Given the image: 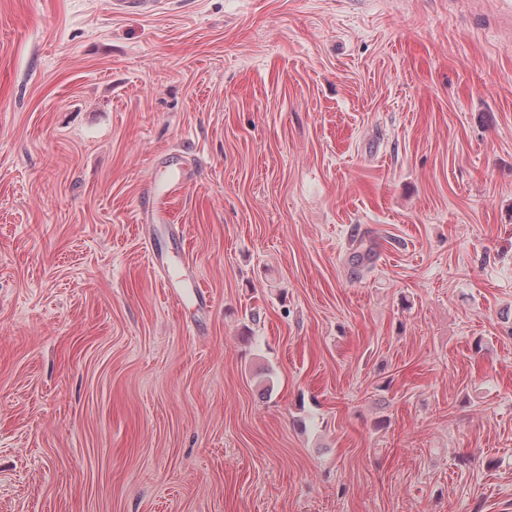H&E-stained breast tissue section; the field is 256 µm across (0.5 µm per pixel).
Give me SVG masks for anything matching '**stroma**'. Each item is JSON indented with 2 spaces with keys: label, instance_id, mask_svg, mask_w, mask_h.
<instances>
[{
  "label": "stroma",
  "instance_id": "1",
  "mask_svg": "<svg viewBox=\"0 0 512 512\" xmlns=\"http://www.w3.org/2000/svg\"><path fill=\"white\" fill-rule=\"evenodd\" d=\"M507 9L0 0V512H512ZM109 2L114 14L137 11L142 15L151 16L159 9L163 0H110ZM181 180L170 179L163 187L159 186L157 174L150 182L147 192L148 203L143 201L141 214L145 223L168 224L170 222L171 201L180 188Z\"/></svg>",
  "mask_w": 512,
  "mask_h": 512
}]
</instances>
